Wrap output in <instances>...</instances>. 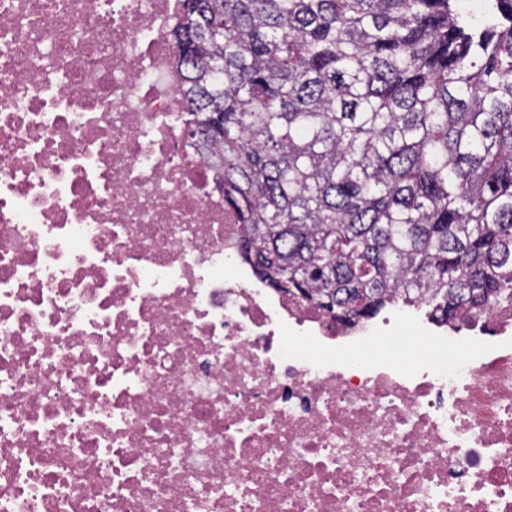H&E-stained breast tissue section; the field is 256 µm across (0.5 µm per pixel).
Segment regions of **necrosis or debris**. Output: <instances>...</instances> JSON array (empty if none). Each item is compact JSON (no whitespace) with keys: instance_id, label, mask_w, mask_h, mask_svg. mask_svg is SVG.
<instances>
[{"instance_id":"4bbe7bcc","label":"necrosis or debris","mask_w":512,"mask_h":512,"mask_svg":"<svg viewBox=\"0 0 512 512\" xmlns=\"http://www.w3.org/2000/svg\"><path fill=\"white\" fill-rule=\"evenodd\" d=\"M180 17L0 0V512H512V301L352 325L262 281Z\"/></svg>"}]
</instances>
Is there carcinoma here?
<instances>
[{"label": "carcinoma", "mask_w": 512, "mask_h": 512, "mask_svg": "<svg viewBox=\"0 0 512 512\" xmlns=\"http://www.w3.org/2000/svg\"><path fill=\"white\" fill-rule=\"evenodd\" d=\"M198 141L262 280L373 317L512 297V0H181Z\"/></svg>", "instance_id": "1"}]
</instances>
